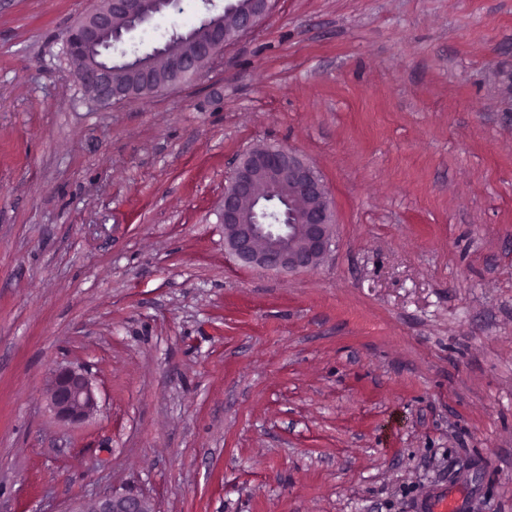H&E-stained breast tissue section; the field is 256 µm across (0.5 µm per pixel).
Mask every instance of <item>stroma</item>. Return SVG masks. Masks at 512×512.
<instances>
[{"label":"stroma","mask_w":512,"mask_h":512,"mask_svg":"<svg viewBox=\"0 0 512 512\" xmlns=\"http://www.w3.org/2000/svg\"><path fill=\"white\" fill-rule=\"evenodd\" d=\"M93 0H0V512H512V0H276L199 77L103 107ZM203 0L133 32L148 51ZM331 194L314 271L224 247L227 164ZM85 370L93 416L46 391ZM48 404L60 421L78 423L87 419L97 408L87 373L70 367L58 370L50 382ZM66 512H157L153 500L133 491H112L89 501H79Z\"/></svg>","instance_id":"1"}]
</instances>
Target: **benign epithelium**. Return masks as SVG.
<instances>
[{
	"instance_id": "benign-epithelium-1",
	"label": "benign epithelium",
	"mask_w": 512,
	"mask_h": 512,
	"mask_svg": "<svg viewBox=\"0 0 512 512\" xmlns=\"http://www.w3.org/2000/svg\"><path fill=\"white\" fill-rule=\"evenodd\" d=\"M167 0H98L70 29L67 56L78 71L88 96L102 106L143 94H153L166 85L155 80V68L135 65L139 75L129 86L113 81V66L98 60L99 48L126 35L146 22L149 11ZM272 0H252L246 10L228 7L232 16L203 24L204 35L190 39L187 51L156 49L153 55L173 77L214 61L224 47L258 29L271 13ZM282 195L288 209L277 220L261 218L264 201ZM336 233V221L328 187L320 172L296 151L277 145L253 146L233 163L224 187V245L245 266L274 272H301L317 268L327 257ZM48 404L55 417L78 423L97 408L86 372L62 368L51 379ZM68 512H156L153 500L133 491L103 494L77 502Z\"/></svg>"
}]
</instances>
